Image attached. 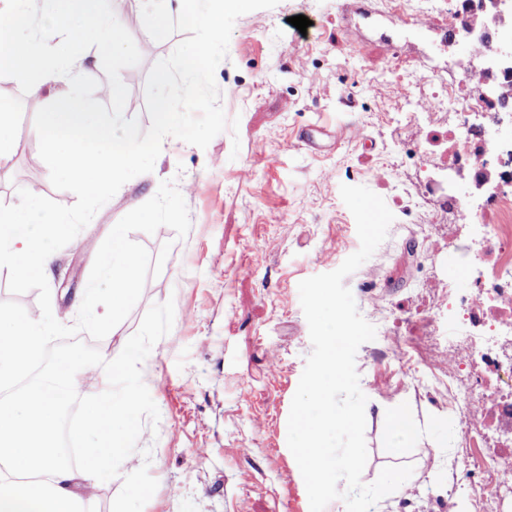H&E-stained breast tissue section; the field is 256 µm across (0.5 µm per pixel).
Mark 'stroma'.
I'll list each match as a JSON object with an SVG mask.
<instances>
[{"label": "stroma", "instance_id": "1", "mask_svg": "<svg viewBox=\"0 0 512 512\" xmlns=\"http://www.w3.org/2000/svg\"><path fill=\"white\" fill-rule=\"evenodd\" d=\"M341 0H279L240 16L228 55L215 72L227 118L206 148L165 138L152 172L126 182L91 222L51 256L47 280L59 322L76 320L97 251L127 212L164 181L182 194L191 220L185 238L166 226L132 232L150 256L171 250L148 277L128 317L96 346L116 358L148 308L173 300L171 331L142 365L140 469L101 485L90 512H310L298 464L287 444L288 416L312 350L298 291L309 277L334 271L360 247L341 185L381 196L394 220L386 240L344 283L360 314L376 328L356 354L367 397L364 483L387 466L409 465L411 477L372 512H512V484L485 489L464 481L472 458L495 454L512 469V434H478L462 421V386L448 373V284L457 278L458 240L482 243L490 223L486 185L459 193L473 222L455 221L433 180L448 168L446 125L428 78L475 50L462 37L445 43L448 0H371L378 23L345 21ZM306 16L299 31L290 17ZM182 33L156 42L152 54L123 68L124 115L141 129L148 74ZM0 102L15 114V149L0 167V203L39 183L41 196L70 206L39 156L35 130L45 96L0 73ZM327 129L322 150L303 144L309 127ZM405 407L419 429L400 453L386 446L387 417ZM145 486L137 495L136 486Z\"/></svg>", "mask_w": 512, "mask_h": 512}]
</instances>
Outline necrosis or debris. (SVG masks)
<instances>
[{"label": "necrosis or debris", "mask_w": 512, "mask_h": 512, "mask_svg": "<svg viewBox=\"0 0 512 512\" xmlns=\"http://www.w3.org/2000/svg\"><path fill=\"white\" fill-rule=\"evenodd\" d=\"M438 86L442 110L455 113L457 121L449 136L456 142L448 174L436 184L453 207L459 223L471 221L469 209L459 201L455 174L468 172L472 189H481L495 181L503 186L502 192L489 199L487 210L491 223L482 225L480 232L486 251L494 258L490 274L482 286L467 280H455L448 285V324L455 331L454 351L459 365H466L473 354H480L483 371L470 375L463 389L462 405L474 399L489 405L493 425L512 433V399L499 397L493 383L502 367L490 351L494 342L512 333V141H499L495 162L485 158L488 142L480 127L469 120L470 100L466 90L453 77H440Z\"/></svg>", "instance_id": "necrosis-or-debris-1"}]
</instances>
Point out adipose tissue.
I'll use <instances>...</instances> for the list:
<instances>
[{
    "label": "adipose tissue",
    "instance_id": "obj_1",
    "mask_svg": "<svg viewBox=\"0 0 512 512\" xmlns=\"http://www.w3.org/2000/svg\"><path fill=\"white\" fill-rule=\"evenodd\" d=\"M54 26L61 48L44 51L37 25ZM131 18H111L106 0H0V72L46 93L49 106L39 114L36 131L46 142L55 169L98 196L108 182L129 179L146 157L134 135L120 123H106L79 89L89 64L88 43L100 53L119 50ZM139 352L112 364L84 408L85 432L95 445L83 452L80 471L58 460L54 433L76 377L60 369L18 395L0 397V464L10 472H38L45 481L24 491L0 494V512H29L45 500L49 512H83L94 489L112 481L130 457L132 434L138 430L136 383L141 375Z\"/></svg>",
    "mask_w": 512,
    "mask_h": 512
}]
</instances>
